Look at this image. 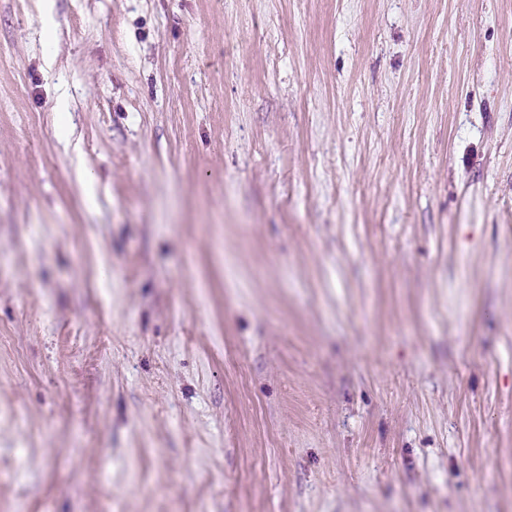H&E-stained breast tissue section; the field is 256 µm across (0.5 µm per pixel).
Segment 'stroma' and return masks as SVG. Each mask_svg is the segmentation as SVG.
I'll return each instance as SVG.
<instances>
[{"label":"stroma","mask_w":512,"mask_h":512,"mask_svg":"<svg viewBox=\"0 0 512 512\" xmlns=\"http://www.w3.org/2000/svg\"><path fill=\"white\" fill-rule=\"evenodd\" d=\"M0 512H512V0H0Z\"/></svg>","instance_id":"obj_1"}]
</instances>
